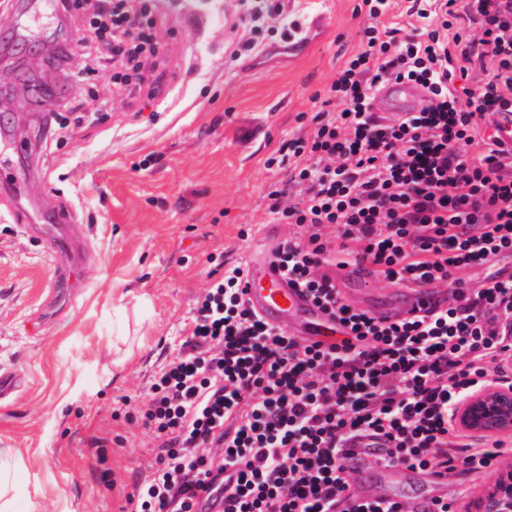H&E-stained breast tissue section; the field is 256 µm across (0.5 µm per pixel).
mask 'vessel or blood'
I'll use <instances>...</instances> for the list:
<instances>
[{
    "instance_id": "1",
    "label": "vessel or blood",
    "mask_w": 512,
    "mask_h": 512,
    "mask_svg": "<svg viewBox=\"0 0 512 512\" xmlns=\"http://www.w3.org/2000/svg\"><path fill=\"white\" fill-rule=\"evenodd\" d=\"M221 0H157L156 12L173 28L186 30L192 40L205 38ZM331 15L318 11L288 25V49L303 47L316 33L327 32ZM430 94L414 81L391 79L374 90L368 112L374 121L397 125L422 111ZM483 125L497 149L512 154V101L485 113ZM0 212L11 219L16 232L36 247L51 268L53 278L44 309H51L84 270L98 265L101 257L78 210L52 185L49 155L41 141L20 128H0ZM288 238L278 224H267L252 238L242 262L246 306L268 327L308 345L336 343L349 330L332 310L317 303L303 288L290 282L276 253ZM486 266L495 268L499 280H512V248L488 253ZM365 264L332 268L340 301L376 322L390 325L426 319L447 311L459 296L456 285L402 286L381 284L359 288L360 277L371 274ZM393 443L382 434L361 430L346 436L341 461L348 473V489L337 504L339 512L356 502L379 498L402 505L403 512H436L448 500V479L432 469L394 464Z\"/></svg>"
}]
</instances>
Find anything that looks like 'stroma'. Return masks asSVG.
Returning <instances> with one entry per match:
<instances>
[{
	"label": "stroma",
	"instance_id": "obj_1",
	"mask_svg": "<svg viewBox=\"0 0 512 512\" xmlns=\"http://www.w3.org/2000/svg\"><path fill=\"white\" fill-rule=\"evenodd\" d=\"M276 2L294 12L328 5L334 29L296 60L280 40L243 54L250 32L232 8L207 41L170 42L158 67L167 99L101 87V98L139 113L137 122L82 125L51 145L54 177L91 225L102 265L86 272V287L45 337L27 336L24 324L50 272L0 220V368L27 377L0 406V512H127L150 457L128 412L176 354L209 256L241 262L243 230L266 207L269 187L286 180L287 167L266 159L309 135L312 96L359 50L360 0ZM77 28L60 15L30 36L0 37V98L13 99L33 133L40 113L80 91L63 76L53 95L36 93L41 73L27 60L49 67Z\"/></svg>",
	"mask_w": 512,
	"mask_h": 512
}]
</instances>
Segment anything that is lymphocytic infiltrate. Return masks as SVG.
Masks as SVG:
<instances>
[{"mask_svg": "<svg viewBox=\"0 0 512 512\" xmlns=\"http://www.w3.org/2000/svg\"><path fill=\"white\" fill-rule=\"evenodd\" d=\"M391 0H361L368 18L360 50L337 71L316 108L309 137L288 142L286 181L266 208L294 231L279 252L290 276L331 307L351 331L328 347L304 346L263 324L244 304L240 266L212 269L180 350L157 375L137 413L154 441L149 474L133 486L135 512H195L214 487L209 467L232 469L224 512H330L346 489L343 438L361 429L395 443L394 463L440 469L449 480L496 468L498 437L458 427L457 404L490 378L512 382V283L490 280L463 303L427 320L375 323L339 302L327 266L361 261L393 284L434 281L512 248V179L483 112L512 94V14L497 0H421L423 26H387ZM256 35L282 37L279 6L240 0ZM81 35L57 55L83 86L87 111L65 101L51 127L105 118L95 76L157 98L162 77L142 56L162 57L154 0H61ZM478 80H471V73ZM469 78L462 90L453 76ZM408 79L428 88L423 111L395 126L366 108L374 87ZM218 396L209 406L198 396Z\"/></svg>", "mask_w": 512, "mask_h": 512, "instance_id": "1", "label": "lymphocytic infiltrate"}]
</instances>
